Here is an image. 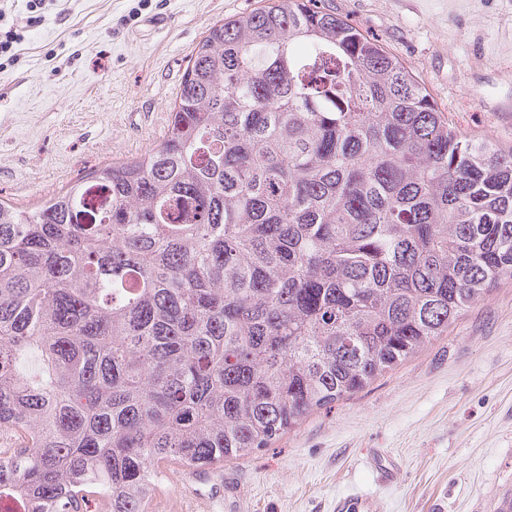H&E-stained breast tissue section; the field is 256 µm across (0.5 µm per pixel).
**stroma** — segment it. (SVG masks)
Wrapping results in <instances>:
<instances>
[{"mask_svg":"<svg viewBox=\"0 0 512 512\" xmlns=\"http://www.w3.org/2000/svg\"><path fill=\"white\" fill-rule=\"evenodd\" d=\"M420 75L461 131L512 147V0H326ZM264 0H45L0 67V199L34 208L82 172L167 135L190 53ZM163 16L166 28L152 26ZM400 460L393 482L367 462ZM512 482V281L449 335L251 456L167 473L149 512H488ZM383 503L372 496L348 494L336 498L332 512H382Z\"/></svg>","mask_w":512,"mask_h":512,"instance_id":"1","label":"stroma"}]
</instances>
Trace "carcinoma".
<instances>
[{"label":"carcinoma","instance_id":"carcinoma-1","mask_svg":"<svg viewBox=\"0 0 512 512\" xmlns=\"http://www.w3.org/2000/svg\"><path fill=\"white\" fill-rule=\"evenodd\" d=\"M505 279L512 151L322 0L221 20L165 140L0 199V503L147 512L166 465L267 447Z\"/></svg>","mask_w":512,"mask_h":512}]
</instances>
